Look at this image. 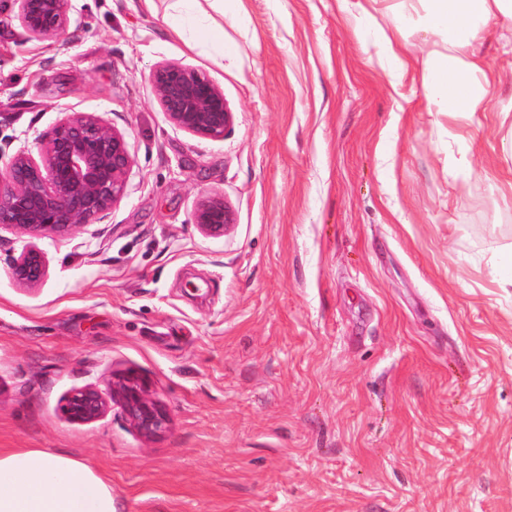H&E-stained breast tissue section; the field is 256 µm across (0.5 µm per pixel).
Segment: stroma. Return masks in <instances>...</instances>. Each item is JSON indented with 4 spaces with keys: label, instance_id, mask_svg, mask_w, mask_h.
<instances>
[{
    "label": "stroma",
    "instance_id": "1",
    "mask_svg": "<svg viewBox=\"0 0 512 512\" xmlns=\"http://www.w3.org/2000/svg\"><path fill=\"white\" fill-rule=\"evenodd\" d=\"M169 4L73 0L67 38L38 41L0 0V156L38 151L67 110L134 156L98 223L0 230V448L89 464L116 512H512V54L487 39L501 92L457 122L426 109L422 14L242 0L223 48L191 49ZM162 62L223 91L224 139L169 122ZM209 195L234 214L219 238L192 222ZM29 245L47 275L24 288L9 262ZM127 369L164 433L115 406L65 417ZM108 407V400L100 390L86 386L68 394L61 410L72 421L89 422L102 417Z\"/></svg>",
    "mask_w": 512,
    "mask_h": 512
}]
</instances>
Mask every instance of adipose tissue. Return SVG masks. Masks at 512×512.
<instances>
[{
  "label": "adipose tissue",
  "instance_id": "obj_1",
  "mask_svg": "<svg viewBox=\"0 0 512 512\" xmlns=\"http://www.w3.org/2000/svg\"><path fill=\"white\" fill-rule=\"evenodd\" d=\"M424 12L440 45L427 50L434 76L429 111L457 121L486 111L494 77L482 52L490 26L512 30V0H399ZM224 0H172L164 25L194 47L224 43L212 18ZM0 512H114L111 484L83 462L44 449H0Z\"/></svg>",
  "mask_w": 512,
  "mask_h": 512
}]
</instances>
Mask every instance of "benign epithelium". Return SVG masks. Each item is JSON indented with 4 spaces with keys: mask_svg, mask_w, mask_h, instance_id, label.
<instances>
[{
    "mask_svg": "<svg viewBox=\"0 0 512 512\" xmlns=\"http://www.w3.org/2000/svg\"><path fill=\"white\" fill-rule=\"evenodd\" d=\"M15 18L31 39L67 35L72 0H13ZM148 82L168 120L178 129L222 140L233 123L223 91L201 71L178 63H159ZM134 159L125 135L102 116L68 112L46 139L38 155L26 149L12 154L0 171V228L24 236L65 235L94 224L126 194ZM234 223L224 198H203L193 224L208 237H221ZM14 281L35 287L47 275L44 254L28 246L10 263ZM112 400L93 386L68 394L61 406L72 421L102 417L116 405L133 430L144 438L169 426L166 408L150 394L147 377L129 369L112 377Z\"/></svg>",
    "mask_w": 512,
    "mask_h": 512,
    "instance_id": "benign-epithelium-1",
    "label": "benign epithelium"
}]
</instances>
